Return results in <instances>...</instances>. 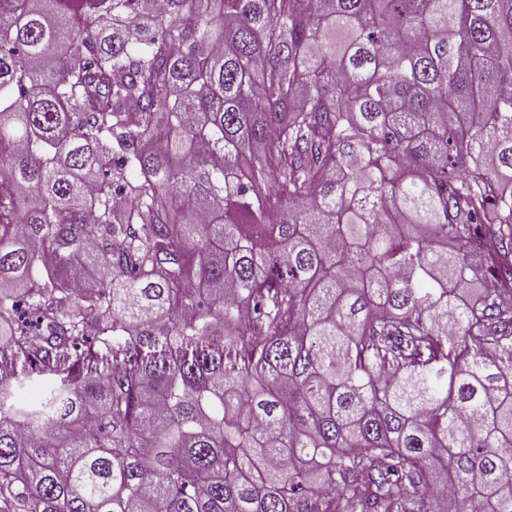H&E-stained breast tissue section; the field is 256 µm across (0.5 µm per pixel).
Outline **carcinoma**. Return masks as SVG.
I'll list each match as a JSON object with an SVG mask.
<instances>
[{"label":"carcinoma","instance_id":"carcinoma-1","mask_svg":"<svg viewBox=\"0 0 512 512\" xmlns=\"http://www.w3.org/2000/svg\"><path fill=\"white\" fill-rule=\"evenodd\" d=\"M511 337L512 0H0V512H512Z\"/></svg>","mask_w":512,"mask_h":512}]
</instances>
